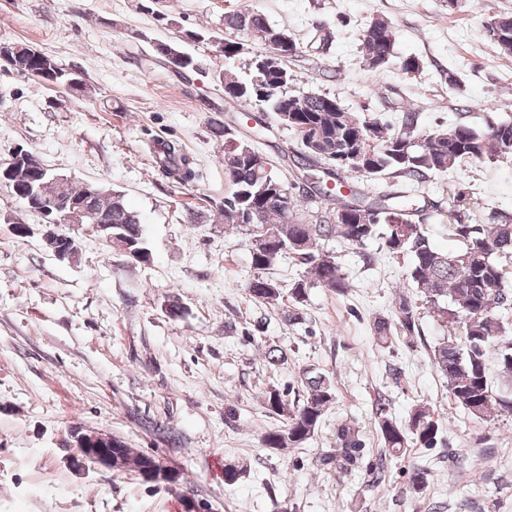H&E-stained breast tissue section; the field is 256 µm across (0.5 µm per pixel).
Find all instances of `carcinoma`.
I'll use <instances>...</instances> for the list:
<instances>
[{
  "mask_svg": "<svg viewBox=\"0 0 512 512\" xmlns=\"http://www.w3.org/2000/svg\"><path fill=\"white\" fill-rule=\"evenodd\" d=\"M224 27L238 33L263 35V52L249 64V75L241 78L234 73L224 74V97L258 105L274 113L280 122L294 130L299 137H322L324 147L317 153L305 142L293 154V166L303 172L311 167L323 168V174L334 180L347 171V162L354 158L363 167L360 176L368 181L401 184L418 189L437 174H445L467 159L512 160V122L492 123L483 129L467 124H455L429 132L420 141L418 113L405 112L399 129L377 118L367 120L337 107L334 97L310 94L304 98V111L292 117L284 112L288 93L271 92L275 84L288 85L295 75L285 66L276 71L267 69L266 60L280 52L275 36L288 31L270 26L263 15L244 9L224 17ZM499 56L512 57V41L504 45L500 34L512 38V16H494L487 25ZM395 41L394 28L389 21L376 18L370 21L360 39L363 60L370 70L388 65ZM9 66L31 75L36 73L46 83L70 81L65 69L47 55H33L25 46L16 45ZM224 136V174L231 192L217 204L224 216V228L245 231L252 264L266 270L284 254H290L302 266L301 277L294 281L289 295L293 306L285 320L294 325L303 320L302 306L308 291L326 288L344 294L349 281L340 266L323 253L322 242L340 238L352 245H363L379 238L385 250L394 257L408 259V287L424 295L427 312L441 325H455L460 337L437 343L432 351V363L448 378V391L454 403L475 418L485 419L500 409L512 411V401L495 396L488 367V355H496L498 377L512 382V219L501 218L492 211L488 224H467L459 211L448 208V232L458 238L462 247L445 252L431 243L425 206L417 197L405 191L370 190L362 192L353 187L348 194H323L302 189L296 193L293 184L285 183L272 174V161L256 151L246 140L233 139L229 125L220 130ZM157 163L167 177L179 184L194 180L196 173L189 158L179 145L165 141L156 146ZM6 187L22 202L39 193L45 177L37 170L18 166L12 176L5 178ZM47 191L57 199H77L86 207V223L97 219L112 225V242L134 255L139 262L148 263L151 251L146 245L139 219L124 203L121 194L113 193L112 211L101 215L98 197L88 193L87 184L79 186L54 184ZM322 196L330 202V217L319 216L304 222L298 215L299 203ZM261 207L263 221L251 223L253 209ZM250 298L271 308H278L283 295L277 281L257 276L246 288ZM397 322L377 318L374 334L384 344L391 335L411 336L419 331L420 307L406 293L396 301ZM335 400V388L324 373L306 378V396L301 404H290L285 395L271 391L264 400L268 410L285 419L283 427L267 433L266 444L271 448H290L312 438L328 404ZM385 404L378 403V429L383 446L398 453L415 441L426 448L435 445L439 434L438 420L424 407L412 413L408 426L402 427L384 413ZM112 452L123 460L122 466L150 478L153 469L165 470L162 481L176 488L180 474L159 459L138 454L124 443ZM362 452L358 431L348 424L336 428V462L356 463Z\"/></svg>",
  "mask_w": 512,
  "mask_h": 512,
  "instance_id": "carcinoma-1",
  "label": "carcinoma"
}]
</instances>
